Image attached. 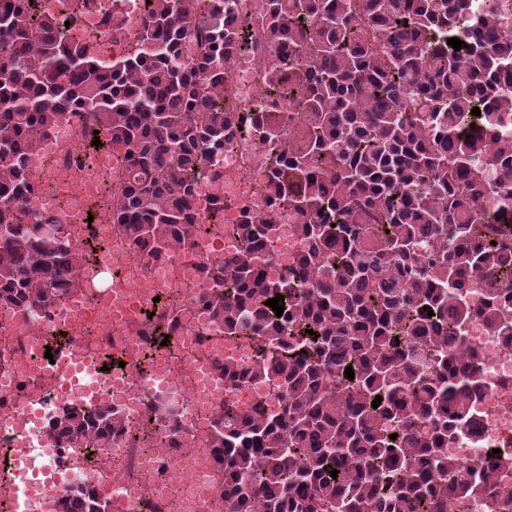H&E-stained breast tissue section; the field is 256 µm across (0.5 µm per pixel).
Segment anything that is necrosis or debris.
<instances>
[{
	"label": "necrosis or debris",
	"instance_id": "4bbe7bcc",
	"mask_svg": "<svg viewBox=\"0 0 512 512\" xmlns=\"http://www.w3.org/2000/svg\"><path fill=\"white\" fill-rule=\"evenodd\" d=\"M258 72L256 58L241 54L224 83L238 98L253 100L263 92ZM83 140V128L73 120L43 139L30 155L45 186L31 198V207L65 217V236L84 233V246L96 248L85 265L91 275L124 280L144 303L157 298L173 305L178 325L164 347L150 349L148 330L137 324L116 326L111 289L93 290L84 281L57 307L32 315L0 314V449L26 438L35 461L68 467L70 486L97 489L109 484L114 495L134 498L139 512H222L217 471L203 431L226 404L255 409L265 417L275 415L281 392L268 384L232 387L216 371V364L225 362L256 366L264 354L250 337L226 336L223 325L208 320L194 301L208 286L196 266L224 260L242 247L241 235L223 230L237 223L241 209L265 212L266 198L254 191L253 182L261 176V159L268 150L260 146L217 152L208 164L209 176L196 186L205 231L195 239L193 258L176 253L153 260L134 258L111 220H93L85 229L72 223L87 198L100 196L104 186L117 183L120 176L117 156L85 153ZM215 194L224 198V209L217 215L208 209ZM60 332L68 344L100 357L124 353L121 381H104L100 399L122 410L130 435L114 442L109 455L92 447L73 449L50 432L51 422L75 402L57 394L48 382V368L35 367L30 350ZM464 337L484 363L483 387L475 404L479 425L451 440L448 455L464 473L489 472L501 507L512 512V468L493 466L497 456L512 457V340L489 335L476 322L465 327ZM28 389L39 392L41 402L32 426L22 430L18 424L26 418ZM76 452L98 460L99 472L70 466Z\"/></svg>",
	"mask_w": 512,
	"mask_h": 512
}]
</instances>
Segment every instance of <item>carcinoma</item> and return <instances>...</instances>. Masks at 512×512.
<instances>
[{"label": "carcinoma", "instance_id": "cac0c4a2", "mask_svg": "<svg viewBox=\"0 0 512 512\" xmlns=\"http://www.w3.org/2000/svg\"><path fill=\"white\" fill-rule=\"evenodd\" d=\"M236 7L149 0L130 51L105 59L69 34L71 15L0 0V308L33 314L77 285L61 219L29 206L27 154L61 123L76 117L123 149L112 224L151 259L192 247L196 182L244 124L275 148L269 207L243 215L244 248L198 265L212 288L197 303L271 353L250 370L217 365L224 378L284 394L276 416L214 414L223 512H448L476 495L500 512L488 477L455 479L448 440L472 422L483 370L461 328L512 337L497 288L512 280V13L497 0ZM125 27L112 9L100 34ZM452 37L467 47L450 50ZM255 52L265 97L247 102L224 74ZM284 230L300 250L270 277L266 243ZM473 272L477 308L460 297ZM278 295L280 317L266 305ZM174 327L158 313L156 342ZM52 429L106 452L126 422L114 406L72 408ZM57 509L111 512L84 487Z\"/></svg>", "mask_w": 512, "mask_h": 512}]
</instances>
